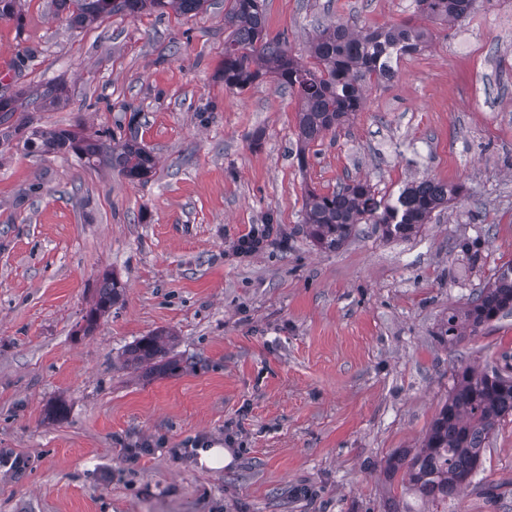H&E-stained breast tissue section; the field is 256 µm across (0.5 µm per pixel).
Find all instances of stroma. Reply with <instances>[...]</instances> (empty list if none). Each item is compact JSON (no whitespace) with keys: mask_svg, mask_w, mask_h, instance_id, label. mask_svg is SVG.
Returning a JSON list of instances; mask_svg holds the SVG:
<instances>
[{"mask_svg":"<svg viewBox=\"0 0 512 512\" xmlns=\"http://www.w3.org/2000/svg\"><path fill=\"white\" fill-rule=\"evenodd\" d=\"M229 6L74 29L51 0H21L0 22V93L63 83L36 123L116 132L134 115L158 160L133 183L67 154H0V512H385L401 493L386 462L420 446L454 371L512 366V315L452 347L435 334L512 264V0L457 25L415 0H265L270 35L305 64L336 21L432 35L304 168L297 97L219 78ZM347 179L387 199L423 179L463 191L416 236L361 224L321 250L305 195ZM255 224L277 242L228 257ZM107 273L124 295L85 332ZM161 330L179 368L126 366ZM230 431L221 470L181 454ZM447 508L512 512V417Z\"/></svg>","mask_w":512,"mask_h":512,"instance_id":"obj_1","label":"stroma"}]
</instances>
